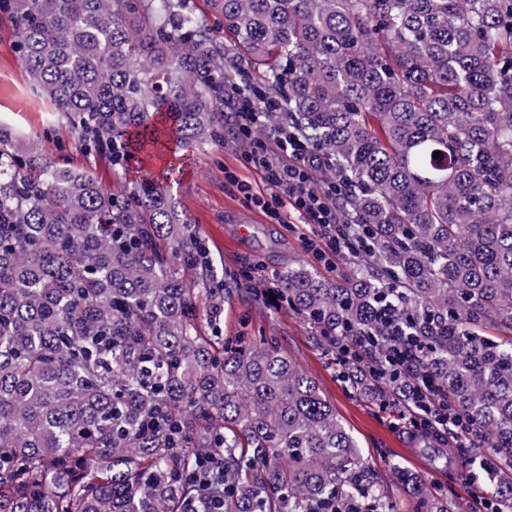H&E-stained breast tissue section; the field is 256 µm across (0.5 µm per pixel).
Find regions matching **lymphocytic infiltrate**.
<instances>
[{
    "instance_id": "1",
    "label": "lymphocytic infiltrate",
    "mask_w": 512,
    "mask_h": 512,
    "mask_svg": "<svg viewBox=\"0 0 512 512\" xmlns=\"http://www.w3.org/2000/svg\"><path fill=\"white\" fill-rule=\"evenodd\" d=\"M261 117V106L246 99L239 102L233 123L239 141L245 146V162L261 173L271 187L270 194L256 192L251 183L229 172L225 173V180L235 185L247 203L277 223H284L289 218L297 224L311 225V233L302 235L300 241L304 252L315 264L332 269L342 254H359V240L340 220L335 183L314 179V170L320 163L318 156L298 135L284 128L278 129L271 143L254 135L253 129ZM385 318L390 326V338L396 346L391 356L383 360L382 372L406 384L409 408L418 416L420 426L450 434L460 447H474L476 433L473 427L463 421L422 370L415 350L402 344L395 313L386 312Z\"/></svg>"
}]
</instances>
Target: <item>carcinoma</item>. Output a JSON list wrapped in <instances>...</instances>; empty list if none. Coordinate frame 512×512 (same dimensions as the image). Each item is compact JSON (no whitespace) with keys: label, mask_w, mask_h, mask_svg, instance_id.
Here are the masks:
<instances>
[{"label":"carcinoma","mask_w":512,"mask_h":512,"mask_svg":"<svg viewBox=\"0 0 512 512\" xmlns=\"http://www.w3.org/2000/svg\"><path fill=\"white\" fill-rule=\"evenodd\" d=\"M0 0L34 93L111 166L224 144L235 101L275 103L371 248L328 279L277 275L327 347L403 334L512 470V0ZM235 56L259 85L236 81ZM0 125V512H394L315 381L221 335L226 283L170 185L106 189ZM439 157H433V152ZM366 397L390 394L358 363ZM398 478L417 512H448ZM494 492L512 508V479Z\"/></svg>","instance_id":"cac0c4a2"}]
</instances>
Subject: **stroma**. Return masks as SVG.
<instances>
[{"instance_id":"35a3bbf8","label":"stroma","mask_w":512,"mask_h":512,"mask_svg":"<svg viewBox=\"0 0 512 512\" xmlns=\"http://www.w3.org/2000/svg\"><path fill=\"white\" fill-rule=\"evenodd\" d=\"M0 123L18 134L16 147L34 149L59 158L70 167L93 170L105 187L135 185L134 164L112 167L83 155L75 147L64 124L58 123L50 101L32 93L17 53L10 22L0 13ZM240 142L225 138L223 145L185 149L191 169L173 182V192L195 229L208 246V258L231 277V292L224 303V336H256L276 342L278 348L311 377L333 405L338 419L357 439L370 476L395 512H414L415 503L396 475L404 467L424 475L433 493L446 497L452 512H481L492 499L485 471L460 480L431 470L404 446L414 433L410 421L393 409L361 398L340 375L335 359L320 343L318 333L305 319L285 307H275L254 298L259 280H246L254 266L275 275L287 267L307 262L299 237L304 224L276 223L263 211L249 207L224 178L233 173L250 182L256 191L268 193L261 174L242 157ZM248 223L249 238L237 233Z\"/></svg>"}]
</instances>
